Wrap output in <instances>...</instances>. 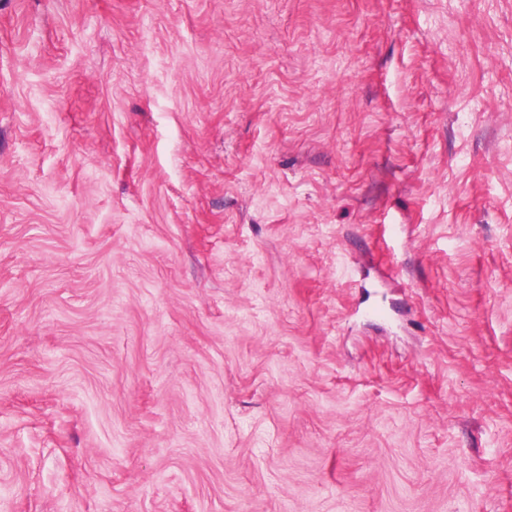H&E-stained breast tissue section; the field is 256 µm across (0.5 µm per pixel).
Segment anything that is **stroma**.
I'll list each match as a JSON object with an SVG mask.
<instances>
[{
	"label": "stroma",
	"instance_id": "stroma-1",
	"mask_svg": "<svg viewBox=\"0 0 512 512\" xmlns=\"http://www.w3.org/2000/svg\"><path fill=\"white\" fill-rule=\"evenodd\" d=\"M0 512H512V0H0Z\"/></svg>",
	"mask_w": 512,
	"mask_h": 512
}]
</instances>
